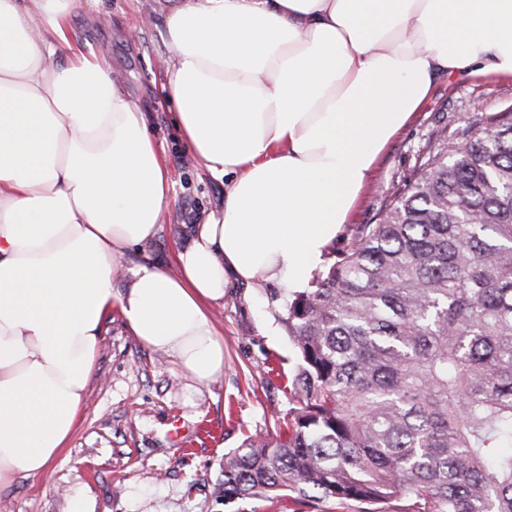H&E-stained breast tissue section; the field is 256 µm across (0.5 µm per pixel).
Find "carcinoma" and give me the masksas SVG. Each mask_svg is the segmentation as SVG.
<instances>
[{
    "label": "carcinoma",
    "mask_w": 512,
    "mask_h": 512,
    "mask_svg": "<svg viewBox=\"0 0 512 512\" xmlns=\"http://www.w3.org/2000/svg\"><path fill=\"white\" fill-rule=\"evenodd\" d=\"M285 301L288 438L224 458V498L512 512V118L428 152L379 222Z\"/></svg>",
    "instance_id": "obj_1"
}]
</instances>
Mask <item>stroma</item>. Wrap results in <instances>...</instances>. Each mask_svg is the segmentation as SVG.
<instances>
[{"label":"stroma","mask_w":512,"mask_h":512,"mask_svg":"<svg viewBox=\"0 0 512 512\" xmlns=\"http://www.w3.org/2000/svg\"><path fill=\"white\" fill-rule=\"evenodd\" d=\"M168 0H84L73 35L85 49L103 50L120 88L147 109L150 130L172 180V206L154 241L131 248L125 269L155 263L176 273L175 254L193 224L224 199L226 181L197 165L179 134L173 109L161 93ZM137 41H130V32ZM512 113V79L441 77L429 100L380 155L349 224L332 242L344 249L356 225L377 223L390 193L412 182L426 151L458 142L469 122ZM287 293L273 284H228L212 309L224 339V374L189 390L175 364L143 346L119 314L105 321L96 379L87 406L49 480L24 479L0 497L7 512H65L81 487L95 512H363L364 505L327 501L310 507L291 496L276 500H224L218 485L225 454L248 440L288 430L293 350L281 322ZM224 428L218 447L200 444L184 458L172 430L192 435L198 421Z\"/></svg>","instance_id":"stroma-1"}]
</instances>
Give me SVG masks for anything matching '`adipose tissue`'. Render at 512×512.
<instances>
[{
	"instance_id": "ef3b65f1",
	"label": "adipose tissue",
	"mask_w": 512,
	"mask_h": 512,
	"mask_svg": "<svg viewBox=\"0 0 512 512\" xmlns=\"http://www.w3.org/2000/svg\"><path fill=\"white\" fill-rule=\"evenodd\" d=\"M80 8L0 0V492L51 475L111 312L195 384L222 377L211 308L229 278L303 288L437 79L512 77V0H179L164 91L229 186L178 274L128 271L171 178L105 52L71 44Z\"/></svg>"
}]
</instances>
